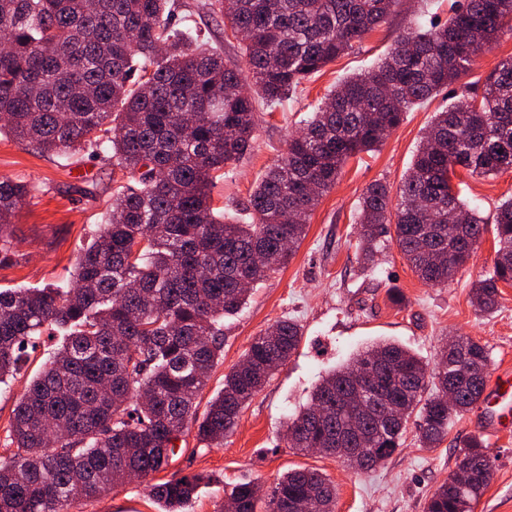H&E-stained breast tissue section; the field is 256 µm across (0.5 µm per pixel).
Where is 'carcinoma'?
<instances>
[{"instance_id":"cac0c4a2","label":"carcinoma","mask_w":512,"mask_h":512,"mask_svg":"<svg viewBox=\"0 0 512 512\" xmlns=\"http://www.w3.org/2000/svg\"><path fill=\"white\" fill-rule=\"evenodd\" d=\"M171 0H0V136L34 144L65 165L83 156L104 166L86 183L126 177L105 219L81 250L72 282L0 290V385L14 377L24 346L49 332L58 344L14 410L16 451L0 461V512H68L131 477L163 470L175 442L195 430L221 448L245 406L298 348L301 326L279 319L254 337L224 374L223 388L197 418L198 398L224 357V317L250 286L280 271L306 235L323 192L345 162L376 150L405 112L454 84L476 48L512 23V0H463L441 23L407 32L370 71L342 80L312 106L288 152L258 180L249 220L214 212L216 173L253 148L257 103L277 109L303 82L386 23L399 0H224L241 33L250 82L200 31L174 20ZM471 177L512 169V58L473 94L438 112L399 189L396 245L423 283L448 284L485 231V219L451 185L455 167ZM38 184L0 176V264L12 259L11 219ZM390 190L369 185L358 224L364 262L389 223ZM491 272L471 289L477 311H492L498 283L512 282V199L494 217ZM371 362L384 377V422L336 413L354 374ZM489 352L469 337L441 353L434 370L416 353L381 341L328 373L310 402L285 422L292 447L354 448L351 423L373 434L355 463L372 470L396 451L411 416L424 448H436L452 417L485 389L476 375ZM434 393L424 396L428 383ZM451 402H443L448 394ZM463 460L472 472L427 499L424 512H472L493 479L477 438ZM203 475L150 485L157 512H186ZM255 483L224 491L236 512H334L336 488L318 471L291 469L256 495Z\"/></svg>"}]
</instances>
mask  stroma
<instances>
[{"label":"stroma","instance_id":"1","mask_svg":"<svg viewBox=\"0 0 512 512\" xmlns=\"http://www.w3.org/2000/svg\"><path fill=\"white\" fill-rule=\"evenodd\" d=\"M220 3L176 0L177 13L192 16L227 62L243 65L238 39L224 29ZM427 6L444 20L457 2L402 0L387 23L365 36L359 49L311 75L301 92L275 111L258 109L251 153L225 168L211 189L215 211L244 213L255 182L286 152L290 136L307 117L309 104L344 77L365 72L383 58ZM510 57L512 32L507 31L454 85L407 112L377 151L348 160L312 212L306 235L288 265L259 282L245 308L225 319L224 358L211 372L202 393L206 400L222 388L225 372L243 358L253 338L275 321L296 319L303 337L288 364L249 402L223 447H205L194 433H186L166 469L154 474L157 482L194 474L212 476V483L201 487L189 512H218L226 485L250 480L269 485L299 467L316 469L335 485L336 512H423L425 502L453 473L473 437L488 448L494 469L473 512H512V434L484 433L486 416L478 407L455 417L436 448L420 447L414 430H407L402 446L368 472L330 456L297 451L283 437L286 416L307 403L321 377L380 340L397 341L433 365L449 338L468 336L488 349L489 378L512 369V282L500 284L493 312H477L471 303L473 282L491 268L495 257L496 233L490 219L496 207L512 197V170L484 179L457 170L462 199L488 224L469 263L443 288L418 279L403 259L390 224L372 265L363 267L356 221L359 200L370 184L382 181L391 193H398L434 114L445 110L453 96L481 89L495 65ZM100 166V160L86 158L78 168L64 167L53 154L0 137V175L31 179L42 186L41 192L23 201L12 219L14 255L11 263L0 267L1 289L70 279L82 246L95 234L112 198L108 184L93 199L80 192ZM54 344L45 335L29 344L11 387L0 389L1 460L13 453L8 440L13 410ZM70 512H156V506L145 484L132 480L98 500L76 501Z\"/></svg>","mask_w":512,"mask_h":512}]
</instances>
